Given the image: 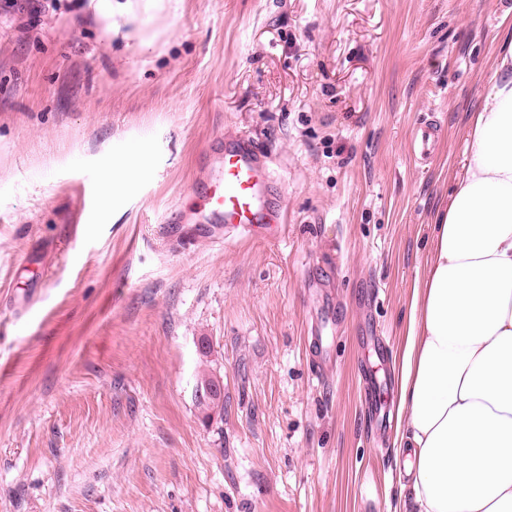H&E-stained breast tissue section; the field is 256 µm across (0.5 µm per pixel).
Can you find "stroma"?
Segmentation results:
<instances>
[{"mask_svg":"<svg viewBox=\"0 0 512 512\" xmlns=\"http://www.w3.org/2000/svg\"><path fill=\"white\" fill-rule=\"evenodd\" d=\"M8 2L0 512H395L409 304L512 0ZM240 132L274 158L286 239L168 238L208 143ZM208 377L223 408L200 402ZM442 134V126L436 119L421 123L411 139L410 152L414 159L426 162L433 155Z\"/></svg>","mask_w":512,"mask_h":512,"instance_id":"1","label":"stroma"}]
</instances>
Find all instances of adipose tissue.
<instances>
[{"label":"adipose tissue","instance_id":"ef3b65f1","mask_svg":"<svg viewBox=\"0 0 512 512\" xmlns=\"http://www.w3.org/2000/svg\"><path fill=\"white\" fill-rule=\"evenodd\" d=\"M466 142L399 361L410 512H512V23Z\"/></svg>","mask_w":512,"mask_h":512}]
</instances>
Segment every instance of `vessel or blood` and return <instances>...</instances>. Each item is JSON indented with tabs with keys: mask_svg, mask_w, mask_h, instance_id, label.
Returning <instances> with one entry per match:
<instances>
[{
	"mask_svg": "<svg viewBox=\"0 0 512 512\" xmlns=\"http://www.w3.org/2000/svg\"><path fill=\"white\" fill-rule=\"evenodd\" d=\"M442 134L437 120L421 123L411 139L414 159L428 160ZM276 181L270 154L263 152L249 134L214 140L203 153L191 187L195 206L177 208L168 220L167 233L178 236L181 225L190 224L198 238L218 246L237 233L262 240L279 239L288 224L283 201L275 192Z\"/></svg>",
	"mask_w": 512,
	"mask_h": 512,
	"instance_id": "1",
	"label": "vessel or blood"
}]
</instances>
